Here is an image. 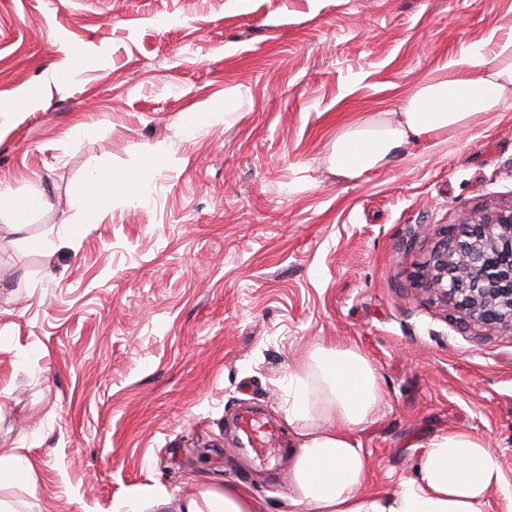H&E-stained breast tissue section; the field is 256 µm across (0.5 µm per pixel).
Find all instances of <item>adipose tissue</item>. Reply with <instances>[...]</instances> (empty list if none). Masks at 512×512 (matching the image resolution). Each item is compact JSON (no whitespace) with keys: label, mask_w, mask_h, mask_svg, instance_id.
<instances>
[{"label":"adipose tissue","mask_w":512,"mask_h":512,"mask_svg":"<svg viewBox=\"0 0 512 512\" xmlns=\"http://www.w3.org/2000/svg\"><path fill=\"white\" fill-rule=\"evenodd\" d=\"M512 100V41L491 54L467 48L448 63V74L422 86L398 105L396 123L355 129L337 138L330 156L334 173L357 178L382 167L409 140L466 125L479 112H495ZM113 186L98 175L72 193L83 223H96L112 200ZM326 401L320 425H310L312 383ZM292 396L286 419L298 429L294 467L298 504L309 512H512L497 456L481 437L452 433L432 437L424 446L417 478L388 492H365L368 461L353 433L371 422L382 399L375 368L359 352L319 348L309 363L290 376ZM501 493L492 505L493 493ZM259 512L250 492L236 484L176 496L167 492L137 495L115 512Z\"/></svg>","instance_id":"1"}]
</instances>
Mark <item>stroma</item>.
<instances>
[{
	"mask_svg": "<svg viewBox=\"0 0 512 512\" xmlns=\"http://www.w3.org/2000/svg\"><path fill=\"white\" fill-rule=\"evenodd\" d=\"M511 38L512 0H0V105L38 91L0 124V190L43 201L24 232L0 219V448L27 460L0 500L112 512L231 483L303 512L288 375L336 344L382 389L355 433L368 489L458 431L512 492V333L471 335L408 281L417 225L512 200V101L358 178L329 168L461 48ZM145 168L141 199L80 223L75 186ZM245 410L279 429L272 459L239 449Z\"/></svg>",
	"mask_w": 512,
	"mask_h": 512,
	"instance_id": "stroma-1",
	"label": "stroma"
}]
</instances>
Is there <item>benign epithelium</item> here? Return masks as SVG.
<instances>
[{
	"mask_svg": "<svg viewBox=\"0 0 512 512\" xmlns=\"http://www.w3.org/2000/svg\"><path fill=\"white\" fill-rule=\"evenodd\" d=\"M417 285L477 325L512 331V204L440 225Z\"/></svg>",
	"mask_w": 512,
	"mask_h": 512,
	"instance_id": "1",
	"label": "benign epithelium"
}]
</instances>
